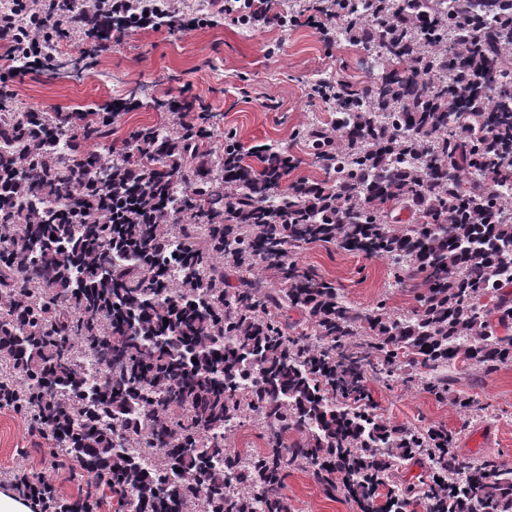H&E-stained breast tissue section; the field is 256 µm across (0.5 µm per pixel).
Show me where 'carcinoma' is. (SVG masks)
<instances>
[{"label": "carcinoma", "instance_id": "cac0c4a2", "mask_svg": "<svg viewBox=\"0 0 512 512\" xmlns=\"http://www.w3.org/2000/svg\"><path fill=\"white\" fill-rule=\"evenodd\" d=\"M332 11L336 42L378 72L361 91L320 83L339 119L296 133L318 183L281 188L289 169L271 146L256 169L231 135L214 150L164 126L142 128L134 154L84 152L112 113L0 99V409L93 478L71 500L15 473L14 493L52 512L109 499L115 512H288L291 463L350 479L370 503L394 465L427 456L445 480L386 484V512L417 493L426 512H512V467L440 459L448 434L365 413L360 359L336 354L368 336L381 372L415 374L440 400L448 367L512 364V0H482L472 22L458 0ZM403 210L412 223H397ZM318 242L388 259L410 309H361L288 261ZM246 421L269 453L224 447Z\"/></svg>", "mask_w": 512, "mask_h": 512}]
</instances>
